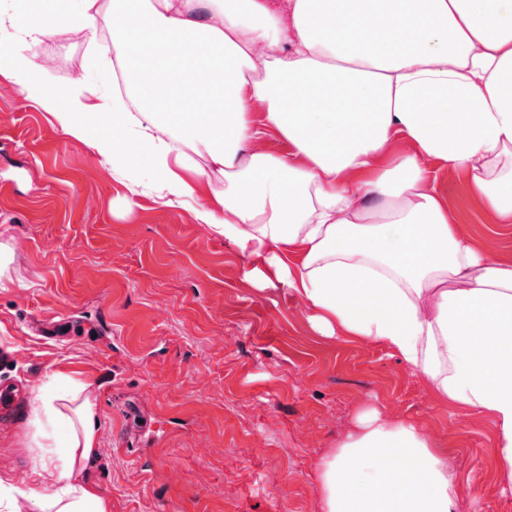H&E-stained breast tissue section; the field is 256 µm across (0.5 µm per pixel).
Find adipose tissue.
<instances>
[{
    "mask_svg": "<svg viewBox=\"0 0 512 512\" xmlns=\"http://www.w3.org/2000/svg\"><path fill=\"white\" fill-rule=\"evenodd\" d=\"M102 10L39 0L23 34H92ZM112 52L136 108L88 111L40 64H5L65 134L146 169L169 205L195 192L174 145L194 148L197 176L224 180L197 220L260 258L318 331L382 345L437 400L489 416L512 489V264L449 222L429 168L466 173L512 223V0H112ZM267 129L289 152L262 147ZM28 407L32 487L0 475V512H112L87 478V385L51 375ZM316 489L320 512H454L459 494L429 433L373 411L321 458Z\"/></svg>",
    "mask_w": 512,
    "mask_h": 512,
    "instance_id": "obj_1",
    "label": "adipose tissue"
}]
</instances>
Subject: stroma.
Segmentation results:
<instances>
[{"label":"stroma","instance_id":"35a3bbf8","mask_svg":"<svg viewBox=\"0 0 512 512\" xmlns=\"http://www.w3.org/2000/svg\"><path fill=\"white\" fill-rule=\"evenodd\" d=\"M24 16L0 34V57L42 64L46 81L111 111L112 55L58 31L33 43ZM452 223L512 263V223L473 199L464 174L432 169ZM166 205L131 196L146 170L113 168L65 135L53 114L0 69V387L18 390L0 419V472L24 486L32 387L62 372L90 383L100 419L90 478L112 512H318L321 457L359 415L424 427L455 469V512H512L497 479L495 428L437 401L383 346L326 336L262 260L199 224L209 185Z\"/></svg>","mask_w":512,"mask_h":512}]
</instances>
